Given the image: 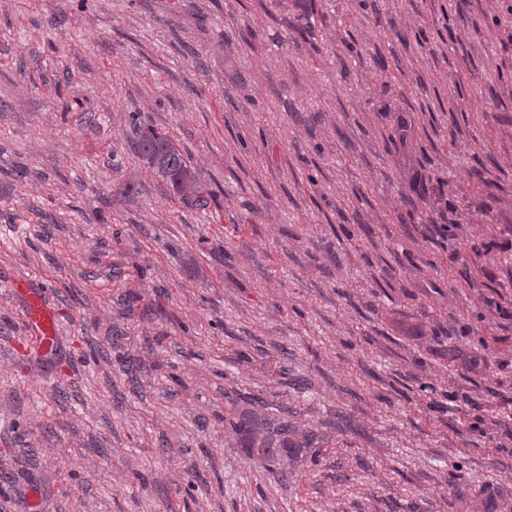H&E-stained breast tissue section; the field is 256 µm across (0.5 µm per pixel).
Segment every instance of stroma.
Listing matches in <instances>:
<instances>
[{"mask_svg": "<svg viewBox=\"0 0 512 512\" xmlns=\"http://www.w3.org/2000/svg\"><path fill=\"white\" fill-rule=\"evenodd\" d=\"M0 512H512V0H0ZM137 155L143 163L168 180L181 197L187 199L194 196L203 200L197 172L167 133H160L152 127L140 130ZM25 317L30 327L41 336L42 341L53 339L56 314L45 304L40 295H30ZM239 448H244L250 460L275 473L284 481L292 474L303 448H310L317 438L305 432L296 438L297 427L288 423V417L275 419L247 408L229 420ZM289 468V472H288Z\"/></svg>", "mask_w": 512, "mask_h": 512, "instance_id": "stroma-1", "label": "stroma"}]
</instances>
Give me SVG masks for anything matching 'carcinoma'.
I'll use <instances>...</instances> for the list:
<instances>
[{"label":"carcinoma","instance_id":"cac0c4a2","mask_svg":"<svg viewBox=\"0 0 512 512\" xmlns=\"http://www.w3.org/2000/svg\"><path fill=\"white\" fill-rule=\"evenodd\" d=\"M137 155L168 180L181 197L202 198L197 172L168 134L152 127L140 131ZM229 424L238 447L244 449L249 459L284 481L288 480V470L295 467L303 449L311 447L316 439V434L308 431L300 440L296 438L297 427L288 423V418L275 419L250 408L242 410Z\"/></svg>","mask_w":512,"mask_h":512}]
</instances>
